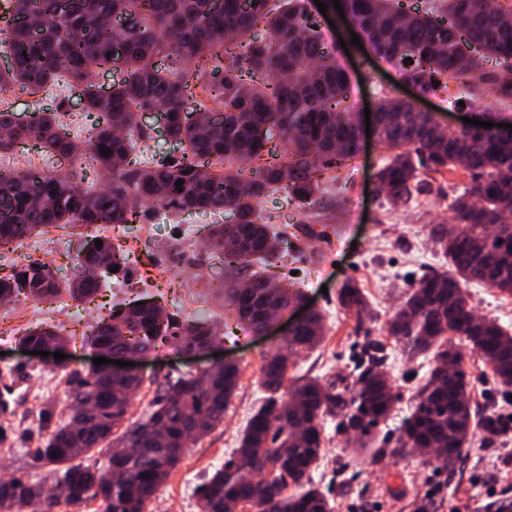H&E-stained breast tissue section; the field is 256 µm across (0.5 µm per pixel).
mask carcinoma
<instances>
[{
	"label": "carcinoma",
	"instance_id": "1",
	"mask_svg": "<svg viewBox=\"0 0 512 512\" xmlns=\"http://www.w3.org/2000/svg\"><path fill=\"white\" fill-rule=\"evenodd\" d=\"M4 0L13 17L0 45L12 59L0 69V92L18 86L32 94L62 80L83 94L86 116L99 113L86 137L72 139L57 112H35L26 122L0 109V151L19 143L63 157L84 153L97 164L107 188L95 190L64 173L40 174L30 168L0 177V247L21 242L55 224H90L122 229L153 212L198 215L234 212L230 224H216L211 246L224 255L230 280L224 305L237 325L257 333L265 321L301 298L297 288L267 287L271 276L253 270L279 258L288 242V225H272L257 213L269 194L284 191L299 207L316 203L319 184L352 158L359 146L348 74L324 43L320 25L306 0ZM436 12H412L403 0H343L345 18L362 31L380 56L422 93L448 89V80H487L496 100L512 102V10L496 0H444ZM40 17L38 32L32 18ZM266 26L258 36L254 29ZM494 57L502 68L484 77L480 60ZM123 72L109 91L93 81L105 67ZM198 88L211 105L196 97ZM170 115L165 138L181 156L143 158L151 130L138 113ZM378 138L392 155L377 173V190L406 204L428 183L420 175L441 174L457 166L468 173L451 207L457 223L438 224L431 241L449 260L446 272L430 271L415 280L399 310L387 322V336L411 353H430L431 366L405 420L398 451L416 448L427 463L451 465L469 443L476 424L469 382L452 334L466 341L494 380L512 388V332L468 308L464 286L480 282L512 294V138L483 140L468 131L419 120L411 105L384 99L378 112ZM290 150L288 161L268 148L272 141ZM111 153L106 155L104 150ZM184 180L183 191L175 186ZM85 242L69 279L60 282L37 263L16 264L0 275V301L23 295L38 301L60 289L82 302L112 281L130 279L118 237ZM341 307L363 319L364 293L357 282H343ZM320 314L298 325L285 340L299 354L323 339ZM197 352L217 340L216 326L180 320L154 302L112 309L88 334L91 347H117L148 354L163 339ZM61 341L64 334L35 328L21 343ZM384 345L369 341L357 363L352 389H338L315 377H288V357H266L262 382L268 396L245 428L237 454L202 485L199 512H229L245 502L256 512H330L326 497L310 483L322 459L326 417L352 432L359 449L371 448L375 429L394 410L396 397L386 375ZM238 365L187 373L155 390L147 419L122 427L129 399L143 380L122 383L126 395L110 394L109 382L86 376L70 389V421L53 424L33 460L57 465L53 485L70 484L77 493L56 499L40 483L19 477L0 479V512H53L61 502L81 507L100 499L102 512H145L157 488L181 460L173 448H186L224 421L238 384ZM106 399L94 409L87 398ZM95 448L110 449L113 481L80 459ZM122 448L131 452L123 454ZM300 492L288 495V486Z\"/></svg>",
	"mask_w": 512,
	"mask_h": 512
}]
</instances>
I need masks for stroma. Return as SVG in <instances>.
Returning a JSON list of instances; mask_svg holds the SVG:
<instances>
[{
	"label": "stroma",
	"mask_w": 512,
	"mask_h": 512,
	"mask_svg": "<svg viewBox=\"0 0 512 512\" xmlns=\"http://www.w3.org/2000/svg\"><path fill=\"white\" fill-rule=\"evenodd\" d=\"M324 39L335 47L354 85L359 105L378 107L389 95L400 94L397 70L371 53L344 51L340 41L350 40L352 30L343 23L323 26ZM28 118L37 110L62 109L66 129L83 136L89 124L81 94L63 82L32 94L20 87L0 92V108ZM389 157L377 136L360 139L357 155L342 169L337 182L322 185L313 210L297 207L285 192L265 198L262 212L273 222L288 225L289 245L281 262L273 268L276 280L300 288L312 310L322 313L325 333L313 351L295 355L289 373L326 381L353 382L357 355L365 338L384 342L383 365L401 400L390 419L381 426L388 453L378 460L352 454V437L339 432L335 422L324 425L325 454L312 479L330 499L333 512H414L418 500L430 501L431 512H485L499 499L512 500V451L490 427L479 428L468 448L450 466L434 468L421 463L419 452H396V439L409 416L412 396L429 369V361L411 356L402 344L387 338L385 327L402 302L410 279L429 269L446 271L448 260L432 244L433 225L453 221L451 201L467 181L463 169L436 177L430 193L415 197L406 205L390 203L376 190V176ZM207 220L197 214L182 213L172 221L144 219L131 225L123 245L130 257L151 251L150 264L140 267L125 283H110L93 301L83 304L60 294L50 302L20 297L0 306V372L25 369L18 406L0 429L9 439L0 443V470L33 482H45L50 465H32L30 455L45 432L40 412L53 407L54 420L67 423L68 400L62 388L68 375L87 373L96 353L81 343L83 332L106 317L112 307L138 299L158 301L179 318H204L219 326L222 335L212 351L198 357L181 353L171 345H159L137 360L144 378L142 388L132 397L128 418L146 419L158 384L211 364L216 353L241 369L237 389L224 413V421L186 448L178 467L156 493L148 512H198L197 493L206 477L221 468L239 446L240 437L262 405L265 391L261 369L265 358L280 348L279 328L265 336L244 332L224 308V261L207 244ZM39 250L24 253L0 251V275L16 262L35 261L47 266L59 279L71 275L70 261L82 241L66 226L49 228L38 238ZM170 273H162V264ZM356 280L369 301V316L357 322L337 300L341 284ZM469 306L475 315L498 320L512 328V296L472 282L466 287ZM60 325L71 338L61 345L63 359L28 355L19 349V337L37 325ZM464 369L470 383L473 412L493 419L501 409L512 407V393L499 388L490 371L463 348ZM492 480L494 492L483 482Z\"/></svg>",
	"instance_id": "stroma-1"
}]
</instances>
